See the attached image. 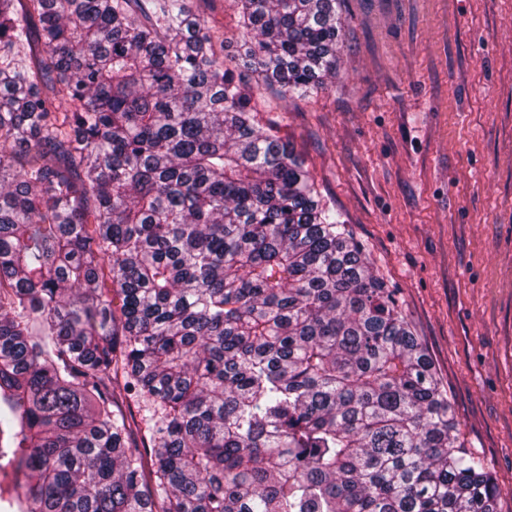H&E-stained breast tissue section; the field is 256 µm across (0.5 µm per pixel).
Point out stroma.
Wrapping results in <instances>:
<instances>
[{"mask_svg": "<svg viewBox=\"0 0 512 512\" xmlns=\"http://www.w3.org/2000/svg\"><path fill=\"white\" fill-rule=\"evenodd\" d=\"M239 58L236 0H190ZM327 89L259 87L318 190L397 289L464 449L512 512V0H340Z\"/></svg>", "mask_w": 512, "mask_h": 512, "instance_id": "35a3bbf8", "label": "stroma"}]
</instances>
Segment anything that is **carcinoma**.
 <instances>
[{"label": "carcinoma", "instance_id": "cac0c4a2", "mask_svg": "<svg viewBox=\"0 0 512 512\" xmlns=\"http://www.w3.org/2000/svg\"><path fill=\"white\" fill-rule=\"evenodd\" d=\"M238 5L282 99L336 77L337 0ZM251 101L188 0H0L19 512H499L394 290Z\"/></svg>", "mask_w": 512, "mask_h": 512}]
</instances>
